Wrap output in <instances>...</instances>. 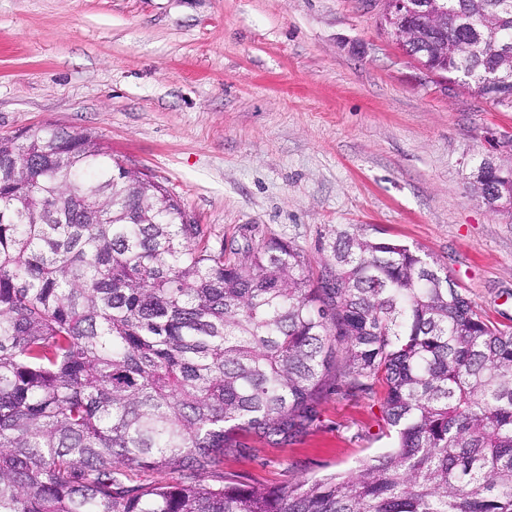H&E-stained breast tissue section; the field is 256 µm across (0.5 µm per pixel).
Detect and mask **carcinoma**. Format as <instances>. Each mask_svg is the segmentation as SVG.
Returning a JSON list of instances; mask_svg holds the SVG:
<instances>
[{
	"mask_svg": "<svg viewBox=\"0 0 512 512\" xmlns=\"http://www.w3.org/2000/svg\"><path fill=\"white\" fill-rule=\"evenodd\" d=\"M447 8L409 52L512 109V0ZM475 168L512 215V181ZM332 380L382 393L396 447L276 488L224 477L242 438L302 434ZM0 512H512V325L417 245L343 225L315 277L281 239L209 245L90 132L1 136Z\"/></svg>",
	"mask_w": 512,
	"mask_h": 512,
	"instance_id": "1",
	"label": "carcinoma"
}]
</instances>
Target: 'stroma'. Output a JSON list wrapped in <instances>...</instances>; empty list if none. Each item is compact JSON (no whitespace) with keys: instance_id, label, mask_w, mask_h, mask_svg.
Masks as SVG:
<instances>
[{"instance_id":"stroma-1","label":"stroma","mask_w":512,"mask_h":512,"mask_svg":"<svg viewBox=\"0 0 512 512\" xmlns=\"http://www.w3.org/2000/svg\"><path fill=\"white\" fill-rule=\"evenodd\" d=\"M373 0H0V136L53 125L160 183L212 246L278 238L311 262L337 226L422 247L488 319L512 324V219L469 187L512 110L440 81ZM392 445L381 395L328 388L285 446L224 472L266 488Z\"/></svg>"}]
</instances>
